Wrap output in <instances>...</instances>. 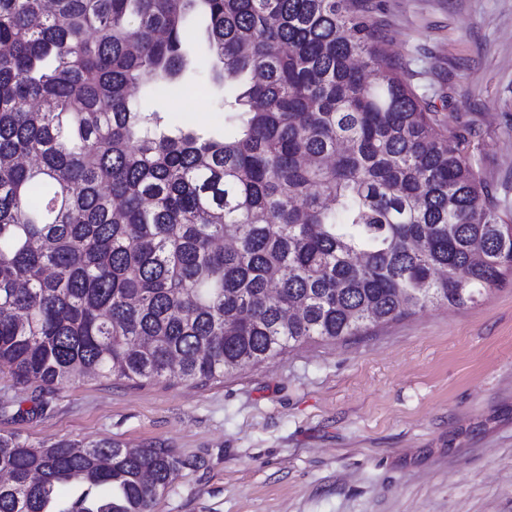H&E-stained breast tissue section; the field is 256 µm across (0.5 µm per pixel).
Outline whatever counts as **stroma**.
I'll list each match as a JSON object with an SVG mask.
<instances>
[{
    "label": "stroma",
    "instance_id": "1",
    "mask_svg": "<svg viewBox=\"0 0 512 512\" xmlns=\"http://www.w3.org/2000/svg\"><path fill=\"white\" fill-rule=\"evenodd\" d=\"M421 105L512 213V0H364ZM146 111L220 135L209 83ZM0 434L112 439L187 460L152 512H512V286L351 340H312L194 387L0 372Z\"/></svg>",
    "mask_w": 512,
    "mask_h": 512
}]
</instances>
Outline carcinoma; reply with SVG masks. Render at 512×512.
<instances>
[{
	"label": "carcinoma",
	"mask_w": 512,
	"mask_h": 512,
	"mask_svg": "<svg viewBox=\"0 0 512 512\" xmlns=\"http://www.w3.org/2000/svg\"><path fill=\"white\" fill-rule=\"evenodd\" d=\"M193 74L232 135L130 96ZM460 145L363 0H0V368L204 385L473 305L512 221ZM186 466L0 434V512H152Z\"/></svg>",
	"instance_id": "1"
}]
</instances>
